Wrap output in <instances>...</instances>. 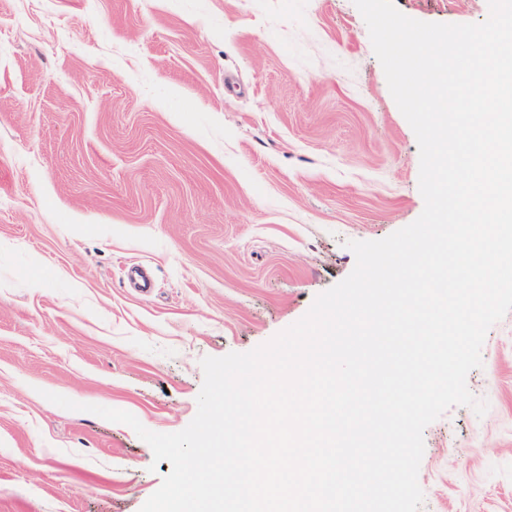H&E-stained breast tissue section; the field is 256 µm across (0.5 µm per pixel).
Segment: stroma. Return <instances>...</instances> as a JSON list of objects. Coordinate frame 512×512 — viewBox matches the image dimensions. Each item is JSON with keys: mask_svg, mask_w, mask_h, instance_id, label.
Wrapping results in <instances>:
<instances>
[{"mask_svg": "<svg viewBox=\"0 0 512 512\" xmlns=\"http://www.w3.org/2000/svg\"><path fill=\"white\" fill-rule=\"evenodd\" d=\"M477 24L487 0H394ZM353 0H0V512H140L200 360L300 320L421 214ZM423 431L420 512H512V311ZM81 403L71 411L47 393Z\"/></svg>", "mask_w": 512, "mask_h": 512, "instance_id": "1", "label": "stroma"}]
</instances>
